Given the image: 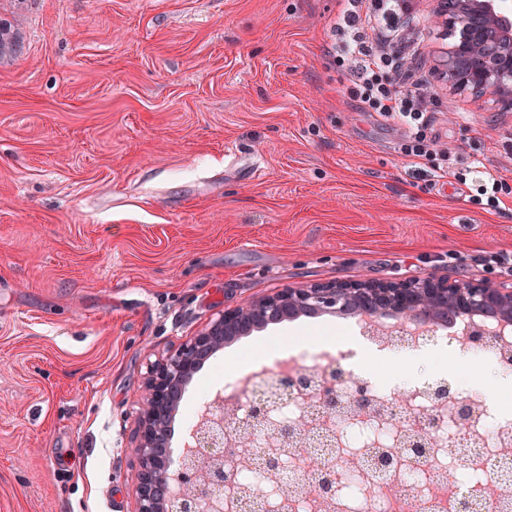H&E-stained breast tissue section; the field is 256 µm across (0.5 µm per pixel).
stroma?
<instances>
[{
  "mask_svg": "<svg viewBox=\"0 0 512 512\" xmlns=\"http://www.w3.org/2000/svg\"><path fill=\"white\" fill-rule=\"evenodd\" d=\"M434 8L414 0L401 51L451 153L436 183L350 97L338 0H0L20 38L0 61V512H135L148 363L242 301L431 270L512 287V199L453 178L512 157V107L439 80ZM320 325L219 350L188 408Z\"/></svg>",
  "mask_w": 512,
  "mask_h": 512,
  "instance_id": "35a3bbf8",
  "label": "stroma"
}]
</instances>
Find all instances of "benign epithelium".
I'll list each match as a JSON object with an SVG mask.
<instances>
[{
  "instance_id": "benign-epithelium-1",
  "label": "benign epithelium",
  "mask_w": 512,
  "mask_h": 512,
  "mask_svg": "<svg viewBox=\"0 0 512 512\" xmlns=\"http://www.w3.org/2000/svg\"><path fill=\"white\" fill-rule=\"evenodd\" d=\"M435 16L460 38L445 52L441 75L452 87L480 91L490 86L512 102V12L500 0H437ZM454 307L462 313L500 316L512 321V288L490 282H449L434 272L409 280L341 281L283 288L227 309L210 325L147 367L138 411L136 512H200L201 502L223 487L224 414L202 419L194 451L176 459L164 456L170 416L181 393L204 359L233 336L301 313H379L405 321L427 322ZM320 403L332 414L341 406L336 376L325 380ZM346 407L374 415L379 407L362 389Z\"/></svg>"
}]
</instances>
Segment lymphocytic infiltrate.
Listing matches in <instances>:
<instances>
[{"instance_id": "obj_1", "label": "lymphocytic infiltrate", "mask_w": 512, "mask_h": 512, "mask_svg": "<svg viewBox=\"0 0 512 512\" xmlns=\"http://www.w3.org/2000/svg\"><path fill=\"white\" fill-rule=\"evenodd\" d=\"M346 6L336 21L337 34L349 35L336 63L351 77L350 95L361 111L374 112L393 122L400 133V151L414 170H421L424 159L435 151L436 140L429 137L430 118L421 87L403 89L390 80V73L401 72L405 59L390 51L389 46L404 39L401 22L407 12V0H345ZM459 184L475 189L471 200L500 209L502 198L512 191L500 169L472 170L456 173Z\"/></svg>"}]
</instances>
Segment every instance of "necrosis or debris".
Instances as JSON below:
<instances>
[{
  "mask_svg": "<svg viewBox=\"0 0 512 512\" xmlns=\"http://www.w3.org/2000/svg\"><path fill=\"white\" fill-rule=\"evenodd\" d=\"M470 321L454 331L381 333L366 324L337 326L320 343L297 345L217 374L207 385L204 406L215 409L220 397L233 398L234 425L225 442L238 440L237 425L249 428L250 447L225 453L229 480L213 494L204 512H265L269 489L268 445L262 427L252 422L261 397L283 423L301 425V446L280 453V512H323L316 505L321 478L335 481L339 496L348 498L345 512H407L406 487L423 486L435 512H454L457 502H471L470 512H512V395L496 400L462 394L455 379L436 375L422 382L379 384L361 379L368 395L383 405L379 425L327 417L318 398L326 376L339 377L349 391L359 379L353 360L359 351L423 354L434 351L467 356L477 362L483 353L495 358L512 354V330L496 332L494 347L472 343ZM306 375L304 387L266 395L268 380ZM390 458L387 467L378 458Z\"/></svg>",
  "mask_w": 512,
  "mask_h": 512,
  "instance_id": "1",
  "label": "necrosis or debris"
}]
</instances>
